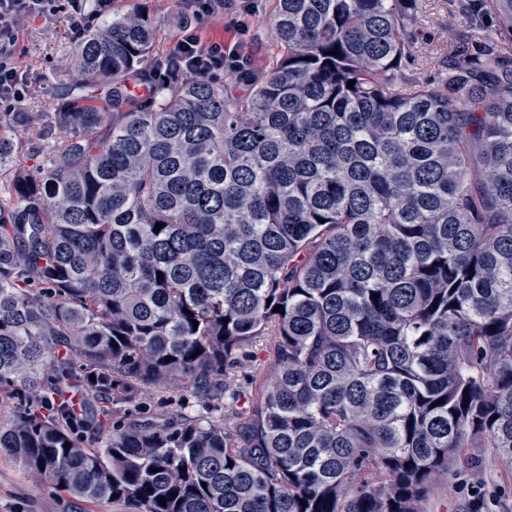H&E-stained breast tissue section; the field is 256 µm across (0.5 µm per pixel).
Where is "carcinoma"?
I'll use <instances>...</instances> for the list:
<instances>
[{
    "label": "carcinoma",
    "mask_w": 512,
    "mask_h": 512,
    "mask_svg": "<svg viewBox=\"0 0 512 512\" xmlns=\"http://www.w3.org/2000/svg\"><path fill=\"white\" fill-rule=\"evenodd\" d=\"M459 9L489 33L420 82L419 0H276L247 102L199 77L142 110L153 20L89 25L57 153L15 171L0 123V451L131 512H422L460 449L512 462V0ZM270 327L256 407L84 446L138 385L238 403ZM269 336H262L253 343H250L242 352L244 365L238 373V390L240 393V403L256 402L260 394L261 386L269 373L271 360L269 354V345L276 336L274 328L269 329Z\"/></svg>",
    "instance_id": "obj_1"
}]
</instances>
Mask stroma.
Listing matches in <instances>:
<instances>
[{
    "mask_svg": "<svg viewBox=\"0 0 512 512\" xmlns=\"http://www.w3.org/2000/svg\"><path fill=\"white\" fill-rule=\"evenodd\" d=\"M57 11L20 23L14 57L22 72L26 92L14 104L15 111L30 116L28 125L12 124L17 144V169L36 173L56 140L54 114L67 102L71 81L70 62L75 51L77 32L73 21L78 13L74 0H57ZM225 10L206 16L199 14L197 0H113L116 11L139 7L149 13L157 27L155 50L165 56L176 45L184 21H192L206 41L239 45L251 55V71L268 73L275 61L277 41L268 24L275 0H224ZM487 22L466 17L458 9V0H423L422 13L413 28L419 53L433 60L421 65L425 78L438 77L443 57L457 31L465 30L483 38ZM271 337L250 343L242 352L243 365L238 374L242 402L257 401L262 383L270 370ZM182 400L198 415L223 413V405L204 402L197 397L177 395L165 387L138 386L131 407H143L165 414L174 400ZM423 512H512V465L502 462L490 448H466L454 460L447 473L430 484L421 504ZM86 504L52 485L33 482L13 460L0 456V512H86Z\"/></svg>",
    "mask_w": 512,
    "mask_h": 512,
    "instance_id": "1",
    "label": "stroma"
}]
</instances>
